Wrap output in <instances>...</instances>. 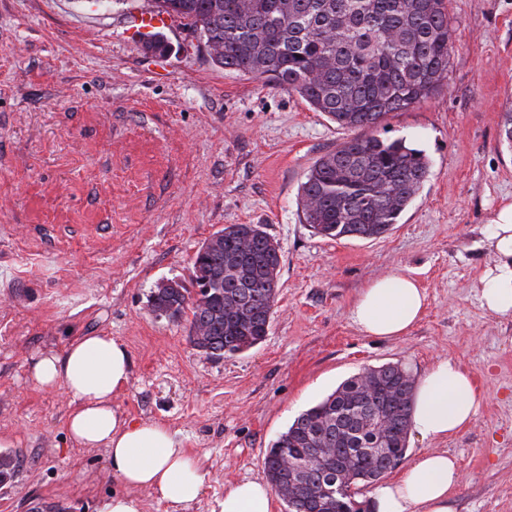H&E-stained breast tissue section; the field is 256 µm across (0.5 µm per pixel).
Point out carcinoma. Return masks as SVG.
I'll return each mask as SVG.
<instances>
[{
  "mask_svg": "<svg viewBox=\"0 0 512 512\" xmlns=\"http://www.w3.org/2000/svg\"><path fill=\"white\" fill-rule=\"evenodd\" d=\"M199 31L214 63L296 93L337 128L358 132L321 156L301 182L302 223L328 239H378L398 223L430 173L404 138L378 134L385 117L434 95L448 75V0H151ZM214 249H198L190 279L153 290L155 316L191 315L189 341L208 357L233 356L268 334L281 266L261 224H227ZM414 378L381 366L364 389L358 375L298 415L267 449L274 487L295 483L288 512H357L361 491L403 458ZM386 420L383 430L367 417ZM382 439L387 452L364 448ZM310 462L299 475L290 465Z\"/></svg>",
  "mask_w": 512,
  "mask_h": 512,
  "instance_id": "obj_1",
  "label": "carcinoma"
}]
</instances>
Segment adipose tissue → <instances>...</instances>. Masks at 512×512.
Wrapping results in <instances>:
<instances>
[{
	"label": "adipose tissue",
	"instance_id": "ef3b65f1",
	"mask_svg": "<svg viewBox=\"0 0 512 512\" xmlns=\"http://www.w3.org/2000/svg\"><path fill=\"white\" fill-rule=\"evenodd\" d=\"M495 256L479 279L482 306L512 316V203L498 208L481 241ZM426 294L410 276L371 281L351 308L354 324L366 335L397 338L420 319ZM29 376L41 388L62 389L69 398L66 428L81 448H101L127 490L104 501L99 512H142L132 492L143 489L166 502L171 512H189L205 476L197 462L158 423L128 419L112 399L130 381V355L119 339L80 337L63 355L30 362ZM482 399L471 374L451 359L440 360L417 388L413 429L421 437L445 440L474 419ZM461 481L456 460L444 450L421 452L407 475L382 484L377 512H452L451 497ZM221 512H273L272 492L261 478L238 481L224 491Z\"/></svg>",
	"mask_w": 512,
	"mask_h": 512
}]
</instances>
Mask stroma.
<instances>
[{
    "instance_id": "35a3bbf8",
    "label": "stroma",
    "mask_w": 512,
    "mask_h": 512,
    "mask_svg": "<svg viewBox=\"0 0 512 512\" xmlns=\"http://www.w3.org/2000/svg\"><path fill=\"white\" fill-rule=\"evenodd\" d=\"M151 0H0V451L20 467L0 512H98L124 492L101 448L68 438L69 399L27 365L102 334L132 373L113 406L165 425L205 475L192 512H220L232 483L265 475L264 457L304 410L368 367L421 378L451 358L482 397L459 434H410L385 478L428 449L454 456L453 512H512V317L482 307L493 263L479 248L512 203V0H450L448 75L436 94L390 113L379 131L430 160L395 228L329 240L300 221L313 163L347 137L297 95L216 67L198 31L168 16L166 47L138 31ZM227 224H261L282 251L271 330L253 348L209 358L187 319L150 313L148 296L188 279L195 252ZM414 277L427 299L404 336L352 322L374 279Z\"/></svg>"
}]
</instances>
